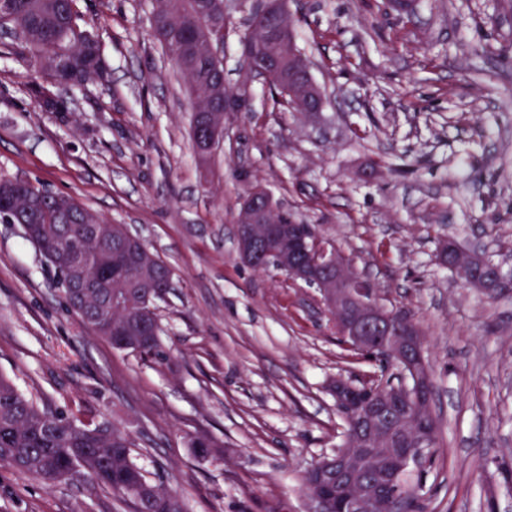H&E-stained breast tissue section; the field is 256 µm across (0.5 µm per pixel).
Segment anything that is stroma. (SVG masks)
I'll list each match as a JSON object with an SVG mask.
<instances>
[{"label":"stroma","instance_id":"obj_1","mask_svg":"<svg viewBox=\"0 0 512 512\" xmlns=\"http://www.w3.org/2000/svg\"><path fill=\"white\" fill-rule=\"evenodd\" d=\"M111 75L42 111L0 38V178L72 196L169 264L151 361L94 335L18 225L0 223V372L38 404L109 420L186 512H306L303 473L342 443L329 386L376 371L337 339L313 289L241 261L236 216L262 185L421 331L440 422L425 512H512V296L441 265L440 243L512 258V10L505 0H288L324 94L294 111L241 55L248 0H224V82L251 107L195 155L187 80L150 0H77ZM201 436L222 443L202 459ZM0 512H115L111 491L0 470Z\"/></svg>","mask_w":512,"mask_h":512}]
</instances>
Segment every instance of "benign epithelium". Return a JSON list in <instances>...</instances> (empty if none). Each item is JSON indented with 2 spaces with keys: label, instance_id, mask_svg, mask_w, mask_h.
<instances>
[{
  "label": "benign epithelium",
  "instance_id": "7a95c632",
  "mask_svg": "<svg viewBox=\"0 0 512 512\" xmlns=\"http://www.w3.org/2000/svg\"><path fill=\"white\" fill-rule=\"evenodd\" d=\"M286 13L284 0H263L256 10L255 35L244 40V53L248 56L256 46L266 44L261 75L273 79L297 111L319 112L324 104L323 96L304 57L292 50L294 37L285 22ZM83 54L98 72L97 81H107L109 71L98 36L88 37ZM80 82V71L69 69L42 81L37 86L39 98L44 104L59 103L62 98L56 89L70 88ZM248 102L249 90L241 87L235 92L224 90L221 99L210 103L203 122L192 130L194 147L201 160L208 161L224 141L225 114L243 111ZM282 212V204L263 187H254L243 197L237 216V248L241 259L257 268L272 261L291 282L315 289L319 303L331 312L338 334L352 346L380 351L385 365L396 368L409 380L402 400L412 406L419 405L418 395L429 388L430 375L417 324L410 317L380 305L369 281L324 245L318 233L293 219L286 224L279 221ZM107 245L122 256L138 280L146 277L147 268L140 251L114 244L110 238ZM442 257L449 266L459 269L470 265L473 255L452 242L443 246ZM45 262L52 268H62L64 286L75 302L73 310L92 330L97 333L103 330L106 335L116 337L113 347L118 350L136 353L145 350L123 339L133 326V319L123 318L113 323L103 314L88 315L89 289L107 288L109 284L87 273L84 249L67 248L61 266L49 256ZM379 379L377 373L359 385L340 379L333 385L336 401L350 421L345 432L350 447L332 456L318 471L308 495L310 512H324L334 488L344 491L347 512H376V508L388 506L384 491L395 481L398 471L416 465L427 453V421L422 417L408 422L397 419L398 401L388 389L378 385ZM403 432L412 434L415 447L397 453L393 440L395 434Z\"/></svg>",
  "mask_w": 512,
  "mask_h": 512
}]
</instances>
